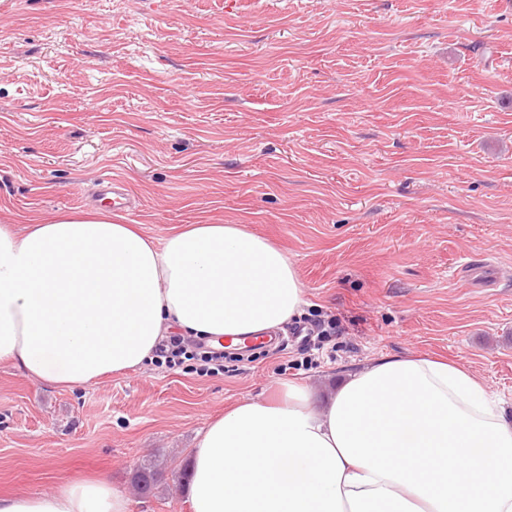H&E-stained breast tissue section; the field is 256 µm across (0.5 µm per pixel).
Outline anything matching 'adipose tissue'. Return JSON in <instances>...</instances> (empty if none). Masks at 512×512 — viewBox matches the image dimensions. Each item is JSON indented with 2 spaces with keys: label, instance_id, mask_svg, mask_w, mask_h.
<instances>
[{
  "label": "adipose tissue",
  "instance_id": "1",
  "mask_svg": "<svg viewBox=\"0 0 512 512\" xmlns=\"http://www.w3.org/2000/svg\"><path fill=\"white\" fill-rule=\"evenodd\" d=\"M306 304L287 253L242 224L163 239L111 210L0 224V365L73 389L125 376L171 334L233 343L282 329ZM191 512H512V421L457 364L385 357L324 408L285 384L242 400L192 450ZM0 512H131L109 477L0 496Z\"/></svg>",
  "mask_w": 512,
  "mask_h": 512
}]
</instances>
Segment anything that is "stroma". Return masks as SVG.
Wrapping results in <instances>:
<instances>
[{"mask_svg": "<svg viewBox=\"0 0 512 512\" xmlns=\"http://www.w3.org/2000/svg\"><path fill=\"white\" fill-rule=\"evenodd\" d=\"M112 178L155 238L279 245L333 356L292 340L73 390L0 366V495L106 475L132 512H189L213 418L288 381L325 403L385 356L456 362L512 413V0H0V224ZM156 461L168 488L137 497Z\"/></svg>", "mask_w": 512, "mask_h": 512, "instance_id": "1", "label": "stroma"}]
</instances>
